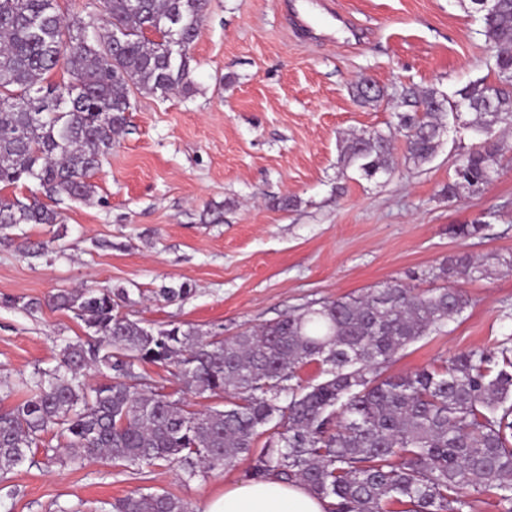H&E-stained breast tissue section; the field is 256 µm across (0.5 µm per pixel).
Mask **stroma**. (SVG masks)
<instances>
[{
  "label": "stroma",
  "mask_w": 512,
  "mask_h": 512,
  "mask_svg": "<svg viewBox=\"0 0 512 512\" xmlns=\"http://www.w3.org/2000/svg\"><path fill=\"white\" fill-rule=\"evenodd\" d=\"M296 11L312 35L296 32ZM188 54L190 91L131 95L89 201L57 204V224L0 226V382L10 385L0 409L20 401L34 368L54 367L65 342L85 337L80 319L49 305L61 290L123 288V313L144 326L227 337L387 282L436 287L430 270L458 252L512 253V135L495 180L453 200L457 158L476 143L459 121L430 162L399 148L391 174L339 169L343 135L397 126L403 87L451 97L494 81L497 49L460 0H209ZM363 77L382 99H354ZM284 198L290 207H278ZM477 219L480 235L453 234ZM26 240L47 248L23 253ZM180 284L183 298L159 297ZM457 286L470 299L463 316L399 351L388 373L512 334V274ZM44 443L33 463L0 475V512H101L135 492L195 507L250 479L253 465L244 457L190 478L176 464L76 466L57 438Z\"/></svg>",
  "instance_id": "stroma-1"
}]
</instances>
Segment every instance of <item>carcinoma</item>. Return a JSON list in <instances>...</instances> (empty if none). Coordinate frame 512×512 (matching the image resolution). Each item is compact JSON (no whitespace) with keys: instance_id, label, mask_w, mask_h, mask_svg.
<instances>
[{"instance_id":"obj_1","label":"carcinoma","mask_w":512,"mask_h":512,"mask_svg":"<svg viewBox=\"0 0 512 512\" xmlns=\"http://www.w3.org/2000/svg\"><path fill=\"white\" fill-rule=\"evenodd\" d=\"M484 35L498 48L494 72L512 78V0L492 11L468 0ZM208 0H105V13L65 17L59 0H0V189L37 182L51 201L83 202L89 181L127 123L130 94L190 90L188 48ZM67 82L42 87L58 68ZM397 131L405 159L429 161L459 117L478 143L457 160L448 199L476 192L498 174L512 128V91L477 81L448 101L434 89L406 87ZM425 111H420V108ZM394 135L363 131L342 141L339 164L367 177L389 174ZM60 213L34 199L0 195V225L57 224ZM488 266L468 253L432 271L443 280H482ZM126 293L61 291L51 305L84 321V340L61 347L52 369L36 368L26 395L0 413V473L29 460L42 435L68 440L70 462L102 456L126 467L176 462L189 477L222 471L274 433L254 460L253 477L298 480L335 500L334 512H473L494 492L512 512V340L494 352L472 350L433 369L387 375L408 345L462 317L469 297L458 288L415 289L398 282L296 312L236 336H202L188 325L153 331L119 311ZM315 362L323 380L303 384ZM178 366L183 387L229 395L223 407L190 411L166 388H142L136 367ZM95 368L109 380L91 385ZM112 512H190L167 493H139Z\"/></svg>"}]
</instances>
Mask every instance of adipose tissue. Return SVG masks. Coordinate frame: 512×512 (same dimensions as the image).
Segmentation results:
<instances>
[{
	"mask_svg": "<svg viewBox=\"0 0 512 512\" xmlns=\"http://www.w3.org/2000/svg\"><path fill=\"white\" fill-rule=\"evenodd\" d=\"M334 501L320 498L300 483L270 475L249 479L206 500L203 512H331Z\"/></svg>",
	"mask_w": 512,
	"mask_h": 512,
	"instance_id": "1",
	"label": "adipose tissue"
}]
</instances>
